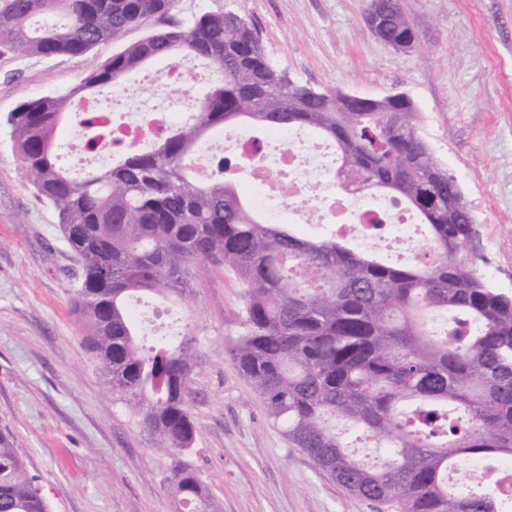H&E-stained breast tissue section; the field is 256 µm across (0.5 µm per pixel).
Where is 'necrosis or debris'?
Wrapping results in <instances>:
<instances>
[{
    "label": "necrosis or debris",
    "instance_id": "4bbe7bcc",
    "mask_svg": "<svg viewBox=\"0 0 512 512\" xmlns=\"http://www.w3.org/2000/svg\"><path fill=\"white\" fill-rule=\"evenodd\" d=\"M207 70L183 57L169 58L160 71H150L127 81L117 92H102L94 98L75 100L77 114L92 112L111 124L112 142L118 146L144 148L159 132L195 112L199 82ZM153 93L143 97L144 86ZM239 161L248 167L253 186L264 190L260 206L275 215L280 203L294 205L307 223L332 224L338 232L363 240L412 249L422 261L434 258L427 242L418 238L419 226L404 205L382 195L363 196L337 189L336 148L308 132L283 133L266 150L252 152V136L240 134ZM321 195L310 199L309 185Z\"/></svg>",
    "mask_w": 512,
    "mask_h": 512
}]
</instances>
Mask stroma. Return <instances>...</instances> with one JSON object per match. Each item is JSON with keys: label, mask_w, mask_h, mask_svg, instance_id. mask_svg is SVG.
I'll return each instance as SVG.
<instances>
[{"label": "stroma", "mask_w": 512, "mask_h": 512, "mask_svg": "<svg viewBox=\"0 0 512 512\" xmlns=\"http://www.w3.org/2000/svg\"><path fill=\"white\" fill-rule=\"evenodd\" d=\"M417 39H377L370 0H178L169 25L237 14L297 84L368 97L405 93L419 133L454 174L477 218L475 254L512 293V0H399ZM150 22L85 56L0 54V429L8 430L50 512H178L170 458L120 405L87 345L72 290L79 266L52 205L38 198L7 119L77 86L90 65L156 30ZM162 297L204 360L192 386L193 466L221 512H387L321 473L270 422L231 353L239 283L212 260Z\"/></svg>", "instance_id": "1"}]
</instances>
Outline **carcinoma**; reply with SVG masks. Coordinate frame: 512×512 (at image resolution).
Segmentation results:
<instances>
[{
    "label": "carcinoma",
    "mask_w": 512,
    "mask_h": 512,
    "mask_svg": "<svg viewBox=\"0 0 512 512\" xmlns=\"http://www.w3.org/2000/svg\"><path fill=\"white\" fill-rule=\"evenodd\" d=\"M178 0H0V48L22 56H84L96 44L154 18ZM40 15L65 23L31 28ZM413 36L399 5L379 39ZM206 61L214 85L195 115L151 148L125 154L80 179L57 163L56 132L74 95L118 90L151 62ZM413 102L313 94L278 70L238 15L208 12L185 27L156 30L91 66L80 86L22 104L11 137L37 196L58 213L82 269L74 300L113 402L137 416L172 457L166 483L186 512H219L193 449L192 385L203 360L186 332L145 349L128 300L175 292L189 266L211 259L241 288L239 370L273 425L350 493L395 512H512L486 476L448 486V469L512 462V294L493 288L468 251L475 224L458 182L418 132ZM95 148L112 128L84 121ZM307 129L331 141L342 185L403 202L425 224L430 264L385 262L253 214L223 180L201 185L186 159L215 129ZM374 438L369 465L343 429ZM0 512H49L12 435L0 430Z\"/></svg>",
    "instance_id": "obj_1"
}]
</instances>
